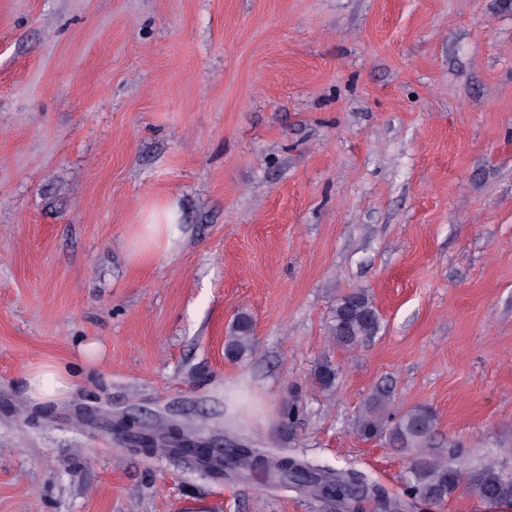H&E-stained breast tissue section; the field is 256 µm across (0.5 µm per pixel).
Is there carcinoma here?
<instances>
[{"mask_svg": "<svg viewBox=\"0 0 512 512\" xmlns=\"http://www.w3.org/2000/svg\"><path fill=\"white\" fill-rule=\"evenodd\" d=\"M380 326V316L372 299L366 291L357 290L344 296L336 305L331 334L337 345L354 348L376 336ZM254 345L252 320L248 314L242 313L227 336L225 351L230 358L241 360L252 353ZM336 376L335 369L328 362L320 364L315 373L318 384L325 388L333 385ZM383 404L382 397L373 398L359 418L357 430L362 437L372 438L384 433L391 445L400 448H422L427 444L435 424V415L429 407L410 409L387 425L380 416ZM224 458L230 471H224L221 464L218 469L226 477H243L265 470L283 484L329 498H338L352 485L364 483V479L354 473L340 472L308 461L300 462L298 467L289 464L279 469L266 466L260 460L273 459L275 455L246 444L234 443L224 449ZM409 474L410 494L427 502L442 503L463 487L487 503L512 502V477L498 471L493 463L468 467L461 462H446L423 453L411 461Z\"/></svg>", "mask_w": 512, "mask_h": 512, "instance_id": "1", "label": "carcinoma"}]
</instances>
